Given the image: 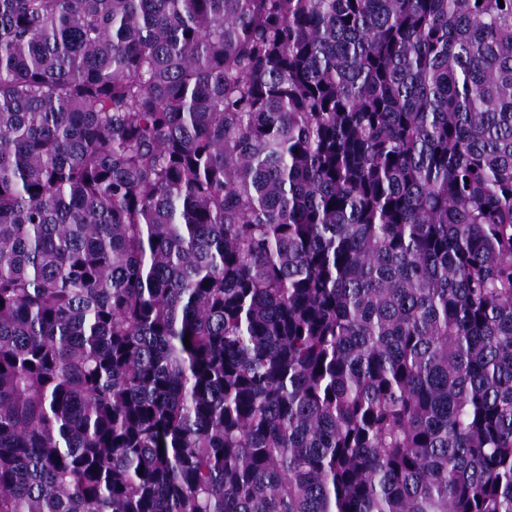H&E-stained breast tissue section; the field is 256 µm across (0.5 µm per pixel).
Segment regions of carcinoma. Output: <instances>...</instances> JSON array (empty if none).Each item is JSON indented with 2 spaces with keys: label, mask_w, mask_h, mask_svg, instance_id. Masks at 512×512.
<instances>
[{
  "label": "carcinoma",
  "mask_w": 512,
  "mask_h": 512,
  "mask_svg": "<svg viewBox=\"0 0 512 512\" xmlns=\"http://www.w3.org/2000/svg\"><path fill=\"white\" fill-rule=\"evenodd\" d=\"M0 512H512V0H0Z\"/></svg>",
  "instance_id": "cac0c4a2"
}]
</instances>
